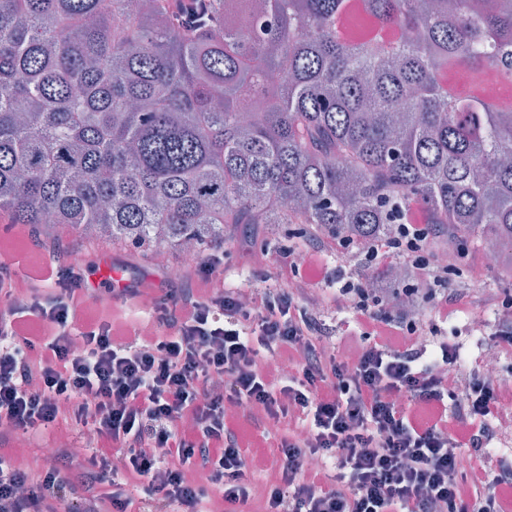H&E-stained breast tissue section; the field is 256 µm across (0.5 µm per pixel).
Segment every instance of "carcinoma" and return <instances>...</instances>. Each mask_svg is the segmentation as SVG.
Here are the masks:
<instances>
[{
	"label": "carcinoma",
	"instance_id": "1",
	"mask_svg": "<svg viewBox=\"0 0 512 512\" xmlns=\"http://www.w3.org/2000/svg\"><path fill=\"white\" fill-rule=\"evenodd\" d=\"M484 70L512 85V0H0V209L201 254L241 224L362 247L418 204L512 277V106L443 83Z\"/></svg>",
	"mask_w": 512,
	"mask_h": 512
}]
</instances>
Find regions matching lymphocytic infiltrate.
Here are the masks:
<instances>
[{"mask_svg":"<svg viewBox=\"0 0 512 512\" xmlns=\"http://www.w3.org/2000/svg\"><path fill=\"white\" fill-rule=\"evenodd\" d=\"M434 239L425 214L409 211L368 245L364 276L333 291L302 268L353 241H302L282 253L275 287L250 289L247 303L218 285L210 253L190 287L113 290L120 302L150 296L159 333L145 344L114 322H81V266L50 259L40 278L52 289L20 304L0 265V427L34 434L70 420L90 435L71 473L66 448L36 470L0 451V512H101L106 502L113 512H212L216 493L238 512L265 450L279 469L266 512H512V453L489 451L512 423V381L490 382L479 367L462 374L459 347L393 314L369 286L402 263L411 281L400 295L434 320L497 307L487 346L512 353V295L450 292ZM335 309L351 315L355 361L316 317ZM468 451L478 463L459 468Z\"/></svg>","mask_w":512,"mask_h":512,"instance_id":"lymphocytic-infiltrate-1","label":"lymphocytic infiltrate"}]
</instances>
